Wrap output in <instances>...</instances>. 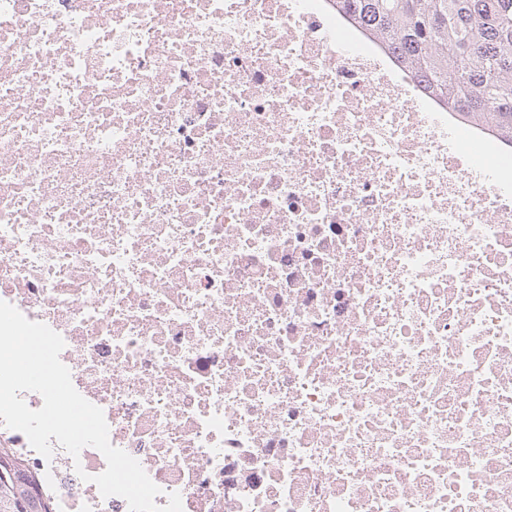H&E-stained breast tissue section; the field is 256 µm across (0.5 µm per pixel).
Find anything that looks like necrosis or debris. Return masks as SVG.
<instances>
[{
    "instance_id": "obj_1",
    "label": "necrosis or debris",
    "mask_w": 512,
    "mask_h": 512,
    "mask_svg": "<svg viewBox=\"0 0 512 512\" xmlns=\"http://www.w3.org/2000/svg\"><path fill=\"white\" fill-rule=\"evenodd\" d=\"M330 0H0V301L183 512H512V168ZM52 512L92 447L0 424Z\"/></svg>"
}]
</instances>
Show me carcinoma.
I'll return each mask as SVG.
<instances>
[{
  "label": "carcinoma",
  "mask_w": 512,
  "mask_h": 512,
  "mask_svg": "<svg viewBox=\"0 0 512 512\" xmlns=\"http://www.w3.org/2000/svg\"><path fill=\"white\" fill-rule=\"evenodd\" d=\"M470 127L512 148V0H332ZM0 512H48L0 448Z\"/></svg>",
  "instance_id": "obj_1"
}]
</instances>
